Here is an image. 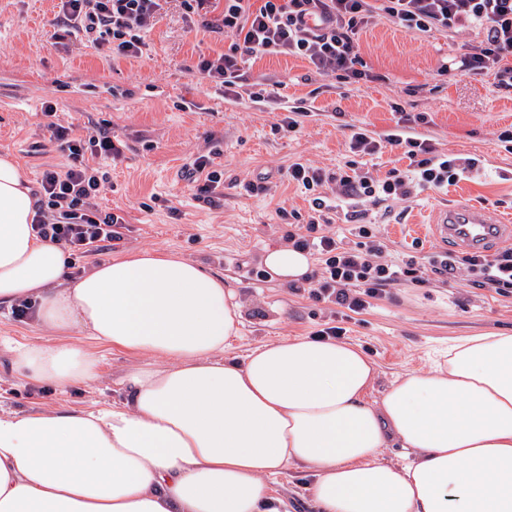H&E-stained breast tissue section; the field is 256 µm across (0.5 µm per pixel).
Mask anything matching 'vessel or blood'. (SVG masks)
Instances as JSON below:
<instances>
[{"mask_svg":"<svg viewBox=\"0 0 512 512\" xmlns=\"http://www.w3.org/2000/svg\"><path fill=\"white\" fill-rule=\"evenodd\" d=\"M437 239L467 251H487L503 238L512 237V225L489 217L486 210L459 202L437 212L432 220Z\"/></svg>","mask_w":512,"mask_h":512,"instance_id":"b4317fda","label":"vessel or blood"}]
</instances>
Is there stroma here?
Instances as JSON below:
<instances>
[{
	"mask_svg": "<svg viewBox=\"0 0 512 512\" xmlns=\"http://www.w3.org/2000/svg\"><path fill=\"white\" fill-rule=\"evenodd\" d=\"M61 0H0V155L12 156L30 184L46 164L60 161L48 124L89 135L109 125L123 144L121 157L107 161L109 181L97 194L100 209L126 213L122 241L77 259L89 270L140 249L180 254L224 276L235 288L245 316L230 351L241 355L266 341L306 336L328 319L330 305L293 293L275 279H248L236 260L262 259L266 250L285 246L287 221L277 208L307 211L295 187L274 173L295 159L336 169L350 158L351 125L381 133L394 127L397 111L425 113L422 133L439 148L478 158L481 175L421 193L406 215L386 219L381 230L391 253L402 259L441 250L428 229L433 212L461 198L488 207L492 215H512V153L497 132L512 124V90L494 85L493 75L458 72L439 75L449 55H459L468 36L443 33L417 39L389 21L362 33L360 51L379 79L340 84L315 73L301 58L266 56L244 65L239 97L200 82L199 57L227 51L223 33L190 27L176 0L148 30L147 47L137 59H112L86 39L54 42ZM267 88L253 101V85ZM53 106L45 116V106ZM301 106V134L275 132L289 107ZM215 152L224 171V195L214 205L195 200L183 169L201 153ZM268 174V193L251 194L245 182ZM178 215H169L168 206ZM262 308L264 318L252 317ZM347 341L375 362L371 399H381L404 373L426 368L451 340L487 332H512V289L500 295L448 279L430 288L396 286L371 308L347 321ZM52 331L34 317L14 319L0 310V342H52ZM98 378L60 389L14 375L10 356L0 349V408L36 411L49 405L94 408L122 397L121 381L139 357L102 345Z\"/></svg>",
	"mask_w": 512,
	"mask_h": 512,
	"instance_id": "stroma-1",
	"label": "stroma"
}]
</instances>
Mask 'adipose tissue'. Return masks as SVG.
<instances>
[{
  "mask_svg": "<svg viewBox=\"0 0 512 512\" xmlns=\"http://www.w3.org/2000/svg\"><path fill=\"white\" fill-rule=\"evenodd\" d=\"M21 168L0 157V306L36 303L52 344L5 342L14 373L93 382L91 343L143 357L104 408L0 410V512H287L270 481L313 471V512H512V332L453 340L379 401L358 346L306 336L226 356L243 319L230 283L140 250L70 276L32 229ZM271 277L312 260L267 249ZM402 462L381 459L389 442Z\"/></svg>",
  "mask_w": 512,
  "mask_h": 512,
  "instance_id": "1",
  "label": "adipose tissue"
}]
</instances>
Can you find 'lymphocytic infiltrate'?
I'll use <instances>...</instances> for the list:
<instances>
[{
    "label": "lymphocytic infiltrate",
    "instance_id": "1",
    "mask_svg": "<svg viewBox=\"0 0 512 512\" xmlns=\"http://www.w3.org/2000/svg\"><path fill=\"white\" fill-rule=\"evenodd\" d=\"M169 0H62L60 28L64 36L82 34L95 47L110 46L113 57L138 58L146 46L143 34L159 19ZM185 17H199L200 26L231 37L228 52L200 58L201 79L233 94L242 64L264 56L299 57L321 76L342 83L373 80L360 54V36L381 20L419 38L433 32L449 36L478 34V45L441 66L470 75L495 73L500 87L512 88V0H178ZM424 114L401 113L393 130L374 133L356 127L348 148L351 160L328 171L297 160L284 179L306 195L307 213L291 211L285 236L292 247L313 259L312 271L291 283L295 293L340 308L339 320L314 330L317 338L345 336L350 315L366 310L388 288H425L452 276L474 288L506 294L512 288V248L495 254L463 256L436 251L398 262L377 227V216L395 215L423 190L440 189L476 172L478 161L448 155L432 139L414 133L426 123ZM52 138L67 157L64 166L46 170L35 197L33 230L40 239L85 257L101 243L123 238L124 216L96 207L94 197L104 184L94 160L119 157L120 144L109 129L89 136L52 126ZM401 150L406 168H392L385 177L361 170L359 156ZM342 212L347 236L332 230V212Z\"/></svg>",
    "mask_w": 512,
    "mask_h": 512
}]
</instances>
